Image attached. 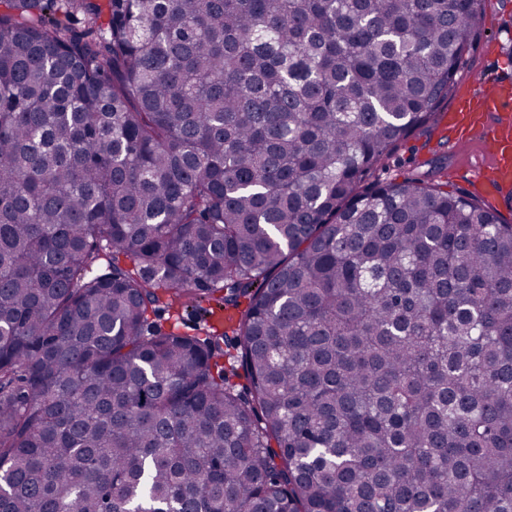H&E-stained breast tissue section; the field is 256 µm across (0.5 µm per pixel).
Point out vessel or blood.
<instances>
[{
  "instance_id": "obj_1",
  "label": "vessel or blood",
  "mask_w": 512,
  "mask_h": 512,
  "mask_svg": "<svg viewBox=\"0 0 512 512\" xmlns=\"http://www.w3.org/2000/svg\"><path fill=\"white\" fill-rule=\"evenodd\" d=\"M440 127L459 138L478 140L489 156L476 174L478 188L487 195L512 185V87L501 85L482 93L458 91L455 107L439 114Z\"/></svg>"
}]
</instances>
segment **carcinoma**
Returning a JSON list of instances; mask_svg holds the SVG:
<instances>
[{
    "instance_id": "1",
    "label": "carcinoma",
    "mask_w": 512,
    "mask_h": 512,
    "mask_svg": "<svg viewBox=\"0 0 512 512\" xmlns=\"http://www.w3.org/2000/svg\"><path fill=\"white\" fill-rule=\"evenodd\" d=\"M486 2L0 0V512H512V224L380 178ZM149 317L151 320L162 322L166 327L175 324V326L179 327L181 332H186L191 335L201 332L199 330L203 328L201 322L199 323L194 316L188 315V312H185L184 309L178 306L162 313L160 319L155 317L152 313Z\"/></svg>"
}]
</instances>
